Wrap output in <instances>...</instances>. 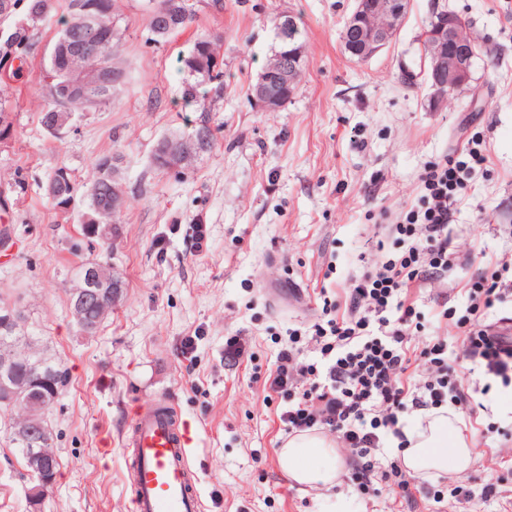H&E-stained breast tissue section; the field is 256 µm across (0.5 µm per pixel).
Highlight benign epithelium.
<instances>
[{
    "mask_svg": "<svg viewBox=\"0 0 512 512\" xmlns=\"http://www.w3.org/2000/svg\"><path fill=\"white\" fill-rule=\"evenodd\" d=\"M402 12L403 9L392 7L388 0H357V7L345 23L344 30L356 36L359 53L364 57H371L392 39L396 21ZM105 28L112 31L115 36H121L117 20L108 23L103 15L94 11L92 5L82 4L78 6V12L71 19L66 36L53 46L51 56L62 57L65 60V67L61 71L62 82H57L55 75H49L44 79L45 91L58 103L59 109L51 121L49 132L58 135L70 124L73 119L71 107L74 104H81L84 112H94L111 101L117 87L123 83L124 72L108 63L103 62L95 67L85 65V60L100 53V45L84 38V34ZM467 46L468 41L463 35L459 19L451 13L444 14L441 25L431 35L429 48L433 59L447 61L443 86L450 92L470 81L471 67ZM296 71L298 66L294 63L286 68L279 63L271 65L255 95L257 103L265 109L273 108L276 97L269 88L270 77H276L280 85L289 87L295 80ZM196 152L198 145L185 141L175 145H162L155 150L156 158L173 168L183 166ZM122 205L123 191L122 184L119 183L112 186V198L98 205L97 212L110 210L115 213ZM84 228L92 237L101 240L112 238V225L102 224L93 216L85 218ZM124 287V281L118 275H112V280L106 282L100 278L98 266L86 268L82 281L73 290V314L76 323H83L79 309L80 301L87 291L107 288L112 293V300L115 301L120 297Z\"/></svg>",
    "mask_w": 512,
    "mask_h": 512,
    "instance_id": "7a95c632",
    "label": "benign epithelium"
}]
</instances>
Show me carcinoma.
<instances>
[{
  "label": "carcinoma",
  "instance_id": "obj_1",
  "mask_svg": "<svg viewBox=\"0 0 512 512\" xmlns=\"http://www.w3.org/2000/svg\"><path fill=\"white\" fill-rule=\"evenodd\" d=\"M171 0H149L147 27L157 37L165 34L153 29L152 20L163 14L167 3ZM50 0H27L24 19L34 21L47 14ZM27 28L24 23L16 24L13 32L4 40V46L9 53L25 54L28 46ZM89 37L102 42V51L110 64L120 66L116 53L120 42L107 38V32L100 31L89 34ZM183 68L190 80L183 87V96L188 100L197 98L200 89L208 83H223V62L215 51L213 41L206 37L197 39L190 53L181 59ZM112 157L105 156L96 164L97 176L92 182L88 194L85 212H94L95 207L109 196L112 177L106 170ZM112 306V299L101 290H91L84 294L81 307L87 327L83 332L94 334L98 330L100 318L104 310ZM7 354L15 359L18 365L15 379L17 398L13 403H1L0 409L12 411L15 409L25 413V417L16 423L26 431L27 442L12 437L13 443L22 455L24 463H29V449H35V455L46 467H56L57 461L51 451V432L42 418V413L58 398L67 381L66 371L54 359L36 355L31 352L29 337L25 336L21 327L5 332L0 331V355Z\"/></svg>",
  "mask_w": 512,
  "mask_h": 512
}]
</instances>
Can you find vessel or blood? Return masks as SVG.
Returning a JSON list of instances; mask_svg holds the SVG:
<instances>
[{"label": "vessel or blood", "mask_w": 512, "mask_h": 512, "mask_svg": "<svg viewBox=\"0 0 512 512\" xmlns=\"http://www.w3.org/2000/svg\"><path fill=\"white\" fill-rule=\"evenodd\" d=\"M125 446L133 512H204L188 440L167 397L136 411Z\"/></svg>", "instance_id": "b4317fda"}]
</instances>
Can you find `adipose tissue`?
Instances as JSON below:
<instances>
[{"label": "adipose tissue", "instance_id": "1", "mask_svg": "<svg viewBox=\"0 0 512 512\" xmlns=\"http://www.w3.org/2000/svg\"><path fill=\"white\" fill-rule=\"evenodd\" d=\"M426 427L406 431L404 439H392L406 469L415 475L431 472H466L472 463L465 424L455 412L426 411ZM337 456L334 442L320 434L293 436L278 451L282 472L307 486H335L339 471L332 461Z\"/></svg>", "mask_w": 512, "mask_h": 512}]
</instances>
